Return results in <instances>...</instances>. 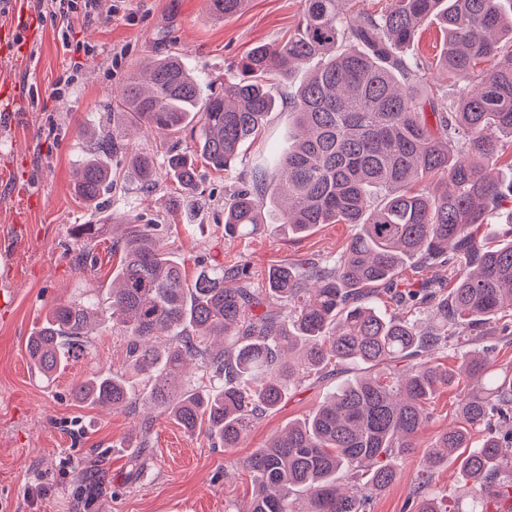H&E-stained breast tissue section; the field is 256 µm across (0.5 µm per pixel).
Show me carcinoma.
I'll return each instance as SVG.
<instances>
[{
  "mask_svg": "<svg viewBox=\"0 0 512 512\" xmlns=\"http://www.w3.org/2000/svg\"><path fill=\"white\" fill-rule=\"evenodd\" d=\"M247 2L209 0V12L229 17ZM432 20L444 31L446 89L429 85L427 64L403 53ZM502 42L512 44V12L500 0H391L380 14L345 13L339 0H301L296 31L252 48L218 92L176 55L158 59L142 83L129 77L119 104L130 126L163 135L187 130L204 162L230 174L278 107L265 80L286 81L307 61H321L285 96L298 128L288 151L270 150L225 199L224 235L262 233L264 212L279 195L293 234L319 224H353L357 232L336 260L305 261L300 269L280 264L269 270L267 287L253 288L246 266L226 268L207 257L195 260L187 280L161 225L139 216L75 224L78 265L96 264L93 247L117 230L110 250L120 264L103 297L48 308L26 344L36 372L63 371L87 352L92 328L115 329L126 341L127 370L77 381L75 399L108 409L142 404L232 449L257 418L277 410L290 383L340 364L378 367L242 460L254 493L235 512H368L370 494L396 482L399 461L418 447L436 395L474 380L459 400L460 424L436 436L415 477L422 492L454 458L470 486L452 509L429 496L416 507L489 512L488 496L512 487V455L501 452L512 447V374L494 372L483 352L468 353L456 370L439 355L493 324L512 332V228L494 248L478 236L488 216L512 200V186L493 175L499 139L512 138V55L477 69ZM94 144L128 154L142 191L171 177L173 208L192 221L204 201L193 161L172 148L162 171L120 130ZM77 174L75 189L88 202L112 190V169L94 156ZM407 257L448 266L456 279L450 294L401 281ZM376 286L399 315L369 304ZM266 299L280 310L254 313ZM422 312L437 319L436 329H418ZM475 431L486 436L474 446ZM292 491L305 509L289 498Z\"/></svg>",
  "mask_w": 512,
  "mask_h": 512,
  "instance_id": "obj_1",
  "label": "carcinoma"
}]
</instances>
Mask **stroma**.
<instances>
[{"label":"stroma","mask_w":512,"mask_h":512,"mask_svg":"<svg viewBox=\"0 0 512 512\" xmlns=\"http://www.w3.org/2000/svg\"><path fill=\"white\" fill-rule=\"evenodd\" d=\"M300 0H250L231 17L209 14L207 0H98L94 19L82 9L64 17H40L27 0H0V29L28 30L22 47L0 58V80H10L19 98L0 101V286L12 289L0 302V512H227L251 496L240 460L263 447L293 422L309 417L338 383L359 375L341 365L320 378L289 389L275 412L256 419L238 448L213 445L190 435L167 415L154 416L146 446L134 433L146 416L144 406L107 410L75 400L73 385L97 371L123 370L126 343L118 331L99 329L88 355L71 361L52 382L33 370L26 343L47 308L85 292L103 293L117 268L109 241L96 249L97 264L77 267L71 228L104 224L114 216L143 215L166 224L168 245L194 271V259L207 256L225 266L247 265L253 287L266 284L270 268L281 263L336 258L354 235L350 224H322L298 236L268 225L252 238H228L216 222L224 195L269 146H282L294 127L287 106L269 114L262 135L248 145L235 176L207 168L187 137L140 134L137 145L163 160L178 147L201 176L206 205L185 224L170 199L175 184L160 179L149 192L126 183L128 160L113 154L105 162L119 181L99 205L74 190L75 173L89 143L85 130L108 133L127 125L116 105L129 75L154 59L175 54L207 81L223 84L251 48L280 41L297 26ZM443 34L436 24L422 27L407 54L424 60L431 82L446 84L438 60ZM72 76L65 96L56 97L58 78ZM490 349L494 367L512 371V334L499 333L449 348L443 361L458 368L469 348ZM463 385L435 398L433 414L419 445L401 465V477L378 491L369 512H412L413 479L434 437L459 422ZM97 481L95 495L80 491L76 469Z\"/></svg>","instance_id":"obj_1"}]
</instances>
